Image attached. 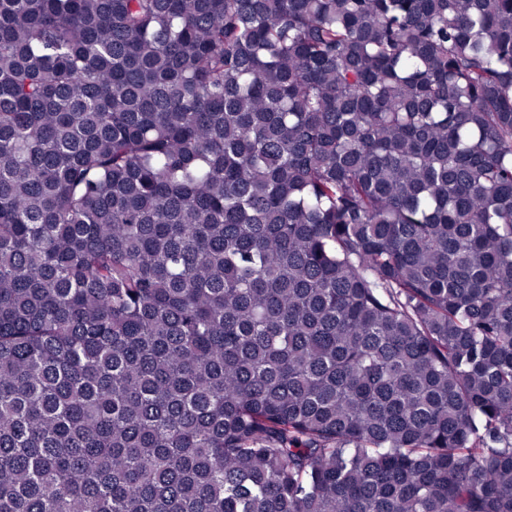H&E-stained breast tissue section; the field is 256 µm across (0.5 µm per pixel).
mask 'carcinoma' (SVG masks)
Returning a JSON list of instances; mask_svg holds the SVG:
<instances>
[{
  "label": "carcinoma",
  "mask_w": 512,
  "mask_h": 512,
  "mask_svg": "<svg viewBox=\"0 0 512 512\" xmlns=\"http://www.w3.org/2000/svg\"><path fill=\"white\" fill-rule=\"evenodd\" d=\"M0 512H512V0H0Z\"/></svg>",
  "instance_id": "1"
}]
</instances>
